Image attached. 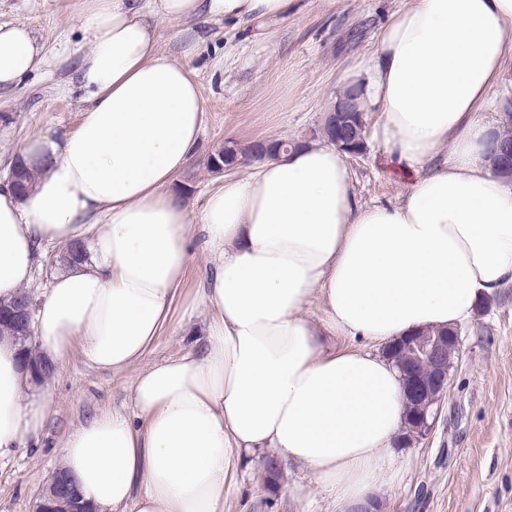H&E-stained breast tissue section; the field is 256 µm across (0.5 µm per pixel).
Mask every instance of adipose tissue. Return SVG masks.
I'll return each instance as SVG.
<instances>
[{
    "mask_svg": "<svg viewBox=\"0 0 512 512\" xmlns=\"http://www.w3.org/2000/svg\"><path fill=\"white\" fill-rule=\"evenodd\" d=\"M295 0H92L79 19L77 128L20 150L30 193L0 186V301L33 279L41 243L84 245L33 315L41 358L79 349L135 369L131 406L104 408L63 441L64 469L94 512H224L247 456L307 469L343 512L376 499L405 426L402 381L378 346L468 319L512 284V179L485 157L512 58V0H417L355 72L375 132L417 180L395 204L357 201L336 147L304 145L225 177L191 220L170 188L204 123L194 73L160 46L193 18L284 19ZM41 62L32 33L0 25V89ZM202 231L212 269L202 352L146 363ZM320 299L323 316L304 314ZM0 339V459L32 446L52 412L26 394Z\"/></svg>",
    "mask_w": 512,
    "mask_h": 512,
    "instance_id": "ef3b65f1",
    "label": "adipose tissue"
}]
</instances>
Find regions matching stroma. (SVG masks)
Masks as SVG:
<instances>
[{
  "instance_id": "35a3bbf8",
  "label": "stroma",
  "mask_w": 512,
  "mask_h": 512,
  "mask_svg": "<svg viewBox=\"0 0 512 512\" xmlns=\"http://www.w3.org/2000/svg\"><path fill=\"white\" fill-rule=\"evenodd\" d=\"M416 0H297L285 21L237 27L223 19L167 25L161 47L192 69L206 101L199 145L180 173L192 181L183 200L198 218L217 178L206 168L212 151L231 140L313 141L354 68L365 61L389 18ZM86 0H0V24L27 26L44 61L10 90L0 91V182L32 138L59 136L80 120L81 94L72 61L82 50L78 18ZM354 192L365 206L393 203L415 173L393 163L368 139L362 158H348ZM179 290L171 325L148 361L200 346L208 311L197 301L207 264L202 238ZM460 357L448 394L427 439L394 450L382 476L383 512H512V286L481 301L460 327ZM132 371L97 369L79 354L60 364L47 387L53 414L39 445L0 461V512H33L36 496L61 464V441L94 412L129 405ZM266 456L241 470L236 495L224 512H303L291 489L309 482L306 470L286 467L276 489L263 481Z\"/></svg>"
}]
</instances>
